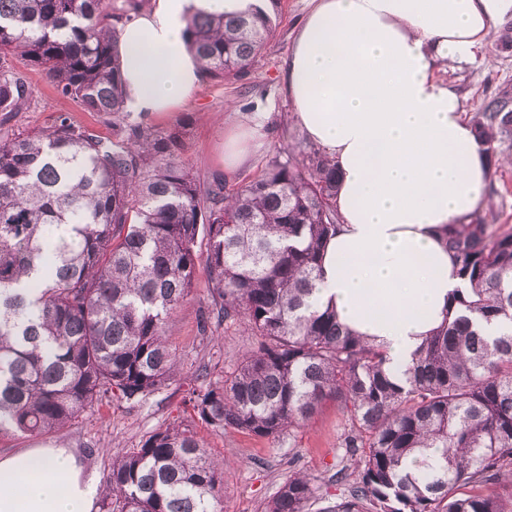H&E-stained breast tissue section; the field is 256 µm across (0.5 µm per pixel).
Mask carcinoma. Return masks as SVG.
Segmentation results:
<instances>
[{
    "mask_svg": "<svg viewBox=\"0 0 512 512\" xmlns=\"http://www.w3.org/2000/svg\"><path fill=\"white\" fill-rule=\"evenodd\" d=\"M145 2L0 0V121L32 104L16 59L112 116L110 136L61 116L0 138V433H51L95 401L165 385L178 370L167 325L193 288L202 236L212 308L201 329L221 321L254 342L224 384L192 390L195 415L276 439L325 401L343 405L354 466L336 472L345 493L321 512H512V229L476 214L448 232L467 287L396 382L380 349L311 302L340 220L336 161L290 150L237 189L206 186L183 132L129 120L118 24ZM272 24L259 8L194 15L186 38L207 82L236 83ZM471 126L491 156L511 141L512 87ZM223 484L224 464L174 426L113 456L104 507L215 512ZM313 496L295 472L264 512H307Z\"/></svg>",
    "mask_w": 512,
    "mask_h": 512,
    "instance_id": "carcinoma-1",
    "label": "carcinoma"
}]
</instances>
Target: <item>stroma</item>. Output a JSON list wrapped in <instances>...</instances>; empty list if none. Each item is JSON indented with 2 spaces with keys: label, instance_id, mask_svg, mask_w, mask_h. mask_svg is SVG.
<instances>
[{
  "label": "stroma",
  "instance_id": "obj_1",
  "mask_svg": "<svg viewBox=\"0 0 512 512\" xmlns=\"http://www.w3.org/2000/svg\"><path fill=\"white\" fill-rule=\"evenodd\" d=\"M310 6L311 0H280L266 53L242 82L204 86L194 99L174 112L152 119V126L184 130V157L201 182L219 179L240 187L257 175L274 154L306 145V137L290 118L282 76ZM502 28L499 22L492 25L483 52L475 59L446 60L435 70L436 77L460 95L466 114L476 112L482 100L498 87L512 85V48L504 50L498 44ZM24 74L34 103L28 111L14 115L10 121L12 130L47 129L54 125L58 115L65 114L102 134L111 133V124L59 97L44 73L28 68ZM231 123L256 128L262 146L247 164L229 176L219 155L224 148V128ZM496 156L499 164L494 184L498 207L493 221L510 228L512 141L498 145ZM207 249L206 240H198L194 286L168 326V340L179 360V369L166 386L139 402L95 403L72 424L56 432L2 433L0 453L20 448H68L86 467L104 478L112 468L114 454L132 451L155 432L182 425L196 432L212 457L230 462L217 505L219 512H262L283 482L296 472L307 473L315 480L317 499L309 503L310 512H318L321 502L334 500L341 488L332 476L343 465L336 449L347 416L339 403L323 404L302 431L276 439L206 424L188 408L186 400L197 387L199 375H207L214 383L222 382L225 371L250 342L249 337L224 332L220 327L206 334L200 330V319L212 302L205 263Z\"/></svg>",
  "mask_w": 512,
  "mask_h": 512
}]
</instances>
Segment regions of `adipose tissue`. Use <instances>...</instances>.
<instances>
[{"instance_id":"obj_1","label":"adipose tissue","mask_w":512,"mask_h":512,"mask_svg":"<svg viewBox=\"0 0 512 512\" xmlns=\"http://www.w3.org/2000/svg\"><path fill=\"white\" fill-rule=\"evenodd\" d=\"M283 78L306 137L335 158L340 222L314 303L380 348L396 381L464 286L444 236L482 206L491 161L439 80L481 51L512 0H313ZM257 0H152L122 25L125 109L160 117L199 92L192 15ZM98 475L66 448L0 455V512H95Z\"/></svg>"}]
</instances>
